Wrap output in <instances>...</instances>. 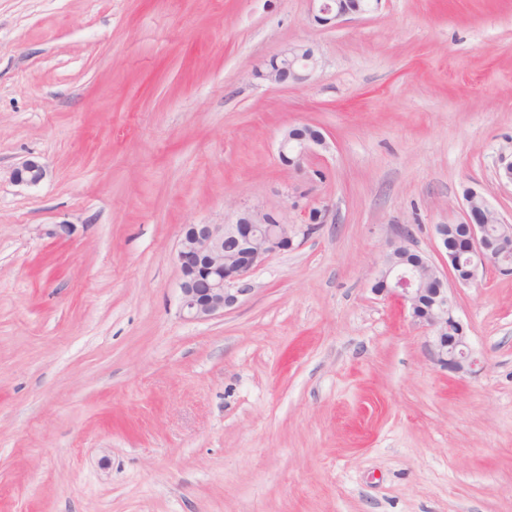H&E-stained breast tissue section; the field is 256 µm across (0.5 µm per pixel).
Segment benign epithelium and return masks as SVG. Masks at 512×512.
<instances>
[{
    "label": "benign epithelium",
    "instance_id": "obj_1",
    "mask_svg": "<svg viewBox=\"0 0 512 512\" xmlns=\"http://www.w3.org/2000/svg\"><path fill=\"white\" fill-rule=\"evenodd\" d=\"M315 20L334 27L352 14H365L380 0H317ZM318 64L314 51L290 45L260 72L271 83L302 85ZM327 148L324 133L311 126L293 127L279 144L281 161L290 166ZM46 175L45 166L28 158L9 171L17 185L36 186ZM463 220L436 225L441 264L412 249L409 232L399 227L386 254L375 292L399 300L412 317L432 334L429 345L434 363L450 373H469L479 362L471 349L466 328L455 316L447 282L468 285L479 270L492 266L512 273V224L504 221L483 195L473 189L464 195ZM320 215L306 224H288L269 212L247 210L233 224H188L183 228L175 262L180 270L181 311L191 321H207L224 314L238 302L244 279L275 254L291 249L299 237L309 235Z\"/></svg>",
    "mask_w": 512,
    "mask_h": 512
}]
</instances>
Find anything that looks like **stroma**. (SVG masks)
<instances>
[{
	"instance_id": "stroma-1",
	"label": "stroma",
	"mask_w": 512,
	"mask_h": 512,
	"mask_svg": "<svg viewBox=\"0 0 512 512\" xmlns=\"http://www.w3.org/2000/svg\"><path fill=\"white\" fill-rule=\"evenodd\" d=\"M315 9L0 0V512H512V276L449 288L472 375L373 290L465 187L512 223V0ZM293 44L310 79L260 78ZM304 124L327 148L285 166ZM248 208L322 222L184 320L183 226ZM312 2H319L318 14L315 15V20L322 26L335 27L336 21L344 16L352 14H365L367 8H373V3L376 6L380 4V0L364 1V0H312ZM45 175V166L35 158H28L9 171V180L17 185L36 186Z\"/></svg>"
}]
</instances>
